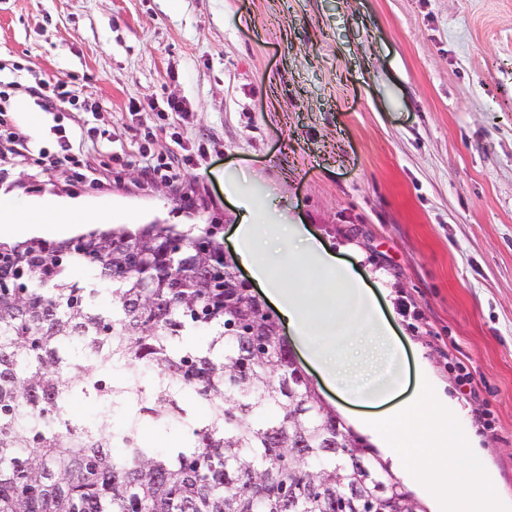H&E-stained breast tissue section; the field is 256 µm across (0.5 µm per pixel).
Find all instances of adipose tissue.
<instances>
[{
	"mask_svg": "<svg viewBox=\"0 0 512 512\" xmlns=\"http://www.w3.org/2000/svg\"><path fill=\"white\" fill-rule=\"evenodd\" d=\"M243 208L235 229L236 261L263 286L293 343L335 385L339 398L355 407L350 423L369 436L392 468L404 472L431 512H501L498 499L485 493L488 476L482 467L467 469L449 484V456L473 457L474 439L471 432L452 428L448 398L425 365H418L414 392L406 398L384 382L360 385L366 371L400 359L403 343L355 265L341 262L304 225L269 222L249 201ZM106 217L76 201L35 202L21 210L0 194V237H52L74 220L95 224ZM272 240L288 260L268 249ZM323 279L333 280V287H320Z\"/></svg>",
	"mask_w": 512,
	"mask_h": 512,
	"instance_id": "ef3b65f1",
	"label": "adipose tissue"
}]
</instances>
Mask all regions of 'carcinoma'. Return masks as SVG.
<instances>
[{
    "label": "carcinoma",
    "instance_id": "cac0c4a2",
    "mask_svg": "<svg viewBox=\"0 0 512 512\" xmlns=\"http://www.w3.org/2000/svg\"><path fill=\"white\" fill-rule=\"evenodd\" d=\"M200 330L207 348H183ZM146 423L190 437L161 454ZM0 512L427 510L301 375L218 225L154 222L0 241Z\"/></svg>",
    "mask_w": 512,
    "mask_h": 512
}]
</instances>
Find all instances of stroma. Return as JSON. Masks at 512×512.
Masks as SVG:
<instances>
[{"label":"stroma","mask_w":512,"mask_h":512,"mask_svg":"<svg viewBox=\"0 0 512 512\" xmlns=\"http://www.w3.org/2000/svg\"><path fill=\"white\" fill-rule=\"evenodd\" d=\"M0 77L15 139L98 131L95 183L1 163L17 202L217 224L230 256L231 174L340 249L403 341V396L425 361L512 508V0H0ZM60 79L73 103L44 111ZM145 146L180 185L145 177Z\"/></svg>","instance_id":"1"}]
</instances>
